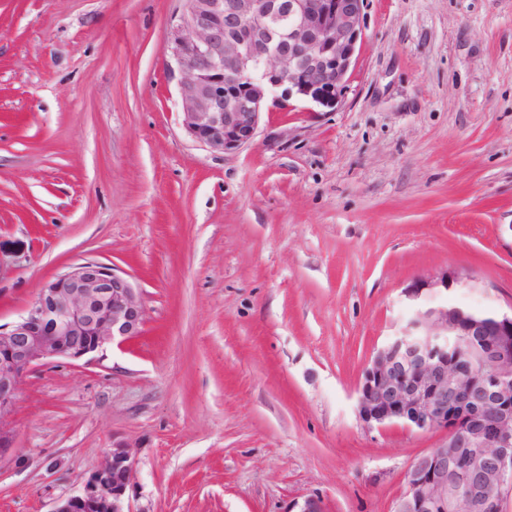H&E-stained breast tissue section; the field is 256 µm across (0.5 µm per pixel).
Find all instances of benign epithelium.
<instances>
[{
    "mask_svg": "<svg viewBox=\"0 0 512 512\" xmlns=\"http://www.w3.org/2000/svg\"><path fill=\"white\" fill-rule=\"evenodd\" d=\"M365 0H188L170 29L182 124L213 152L250 145L261 115L291 102L342 101L364 28ZM451 271L406 291L416 310L371 357L356 410L371 428L444 430L405 474L394 512H503L512 493V314L450 305ZM142 294L113 266L84 260L45 281L0 325V456L26 377L54 359L92 361L141 335ZM136 459L125 441L53 512H134Z\"/></svg>",
    "mask_w": 512,
    "mask_h": 512,
    "instance_id": "7a95c632",
    "label": "benign epithelium"
}]
</instances>
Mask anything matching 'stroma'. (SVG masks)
Here are the masks:
<instances>
[{"label":"stroma","mask_w":512,"mask_h":512,"mask_svg":"<svg viewBox=\"0 0 512 512\" xmlns=\"http://www.w3.org/2000/svg\"><path fill=\"white\" fill-rule=\"evenodd\" d=\"M185 0H0V325L95 259L140 336L31 374L0 512H53L130 443L134 512H392L441 431L369 428L355 391L406 288L512 310V0H365L343 101L263 113L215 153L166 63Z\"/></svg>","instance_id":"1"}]
</instances>
